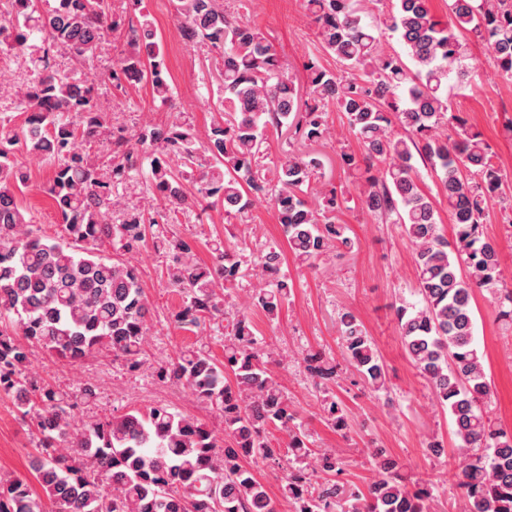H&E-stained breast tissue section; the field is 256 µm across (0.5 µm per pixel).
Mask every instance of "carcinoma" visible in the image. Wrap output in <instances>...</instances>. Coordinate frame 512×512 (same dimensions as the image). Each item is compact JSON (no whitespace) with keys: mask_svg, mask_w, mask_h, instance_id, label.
I'll return each instance as SVG.
<instances>
[{"mask_svg":"<svg viewBox=\"0 0 512 512\" xmlns=\"http://www.w3.org/2000/svg\"><path fill=\"white\" fill-rule=\"evenodd\" d=\"M306 2L322 49L344 70L309 63L302 95L265 34L224 12L223 0H178L183 41L208 48L222 81L219 118L202 142L182 114L135 129L106 120L100 97L114 88L144 81L153 100L164 105L170 97L146 0H125L121 13L111 0H0V52L19 51L30 65L18 91L24 125L0 138V318L16 316L12 328H0V394L13 399L36 440L39 486L0 472V512H274L264 485L244 468L247 459L281 467L280 495L294 512H430L435 485L412 480L381 452L367 493L352 491L336 452L310 448L251 318L226 316L222 296L255 277L263 286L253 289V306L279 319L294 288L281 272L280 250L267 247L249 268L216 239L207 264L196 238L165 230L180 214L200 219L221 206L232 218L263 200L295 261L310 267L333 250L352 251L355 241L336 219L345 194L332 187L308 195L321 155L288 150L261 164L272 132L284 129L305 146L325 140L332 108L345 114L362 147L359 157L338 156L340 167L363 170L362 208L401 225L414 248L417 302L397 306L396 318L407 356L453 421L462 512H512V430L485 410L491 382L473 311L475 290H497L499 318L512 326V289L499 288L500 251L484 231L505 178L490 144L449 113L442 95L451 74L469 75L464 33L486 43L512 77V0H453L449 23L431 14L429 0H391L376 25L363 22L356 0ZM385 29L414 68L382 50ZM117 36L126 48L101 71L98 50ZM445 121L455 136L440 133ZM17 147L52 169L45 193L64 225L60 239L39 234L26 217L29 172ZM418 159L446 199L451 241L435 199L420 186ZM131 188L151 194L155 206L121 204L119 192ZM149 241L184 294L176 326L190 331L212 322L224 330V361L191 346L153 371L160 383L185 387L216 408L224 418L220 436L167 405L76 426L75 411L95 400L96 388L60 390L27 374L36 348L67 363L105 349L132 370L145 364L150 307L138 268L124 256ZM339 324L349 365L371 392L387 391V367L360 319L346 310ZM303 362L318 386L336 383V363L323 352L309 351ZM322 411L337 433L350 431L348 412L333 396ZM272 427L285 433L286 447L268 438Z\"/></svg>","mask_w":512,"mask_h":512,"instance_id":"carcinoma-1","label":"carcinoma"}]
</instances>
